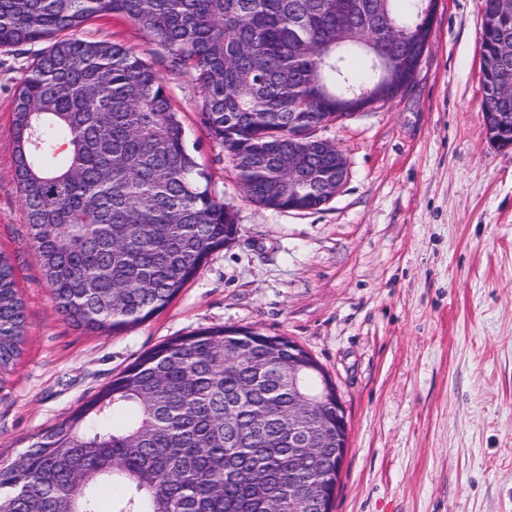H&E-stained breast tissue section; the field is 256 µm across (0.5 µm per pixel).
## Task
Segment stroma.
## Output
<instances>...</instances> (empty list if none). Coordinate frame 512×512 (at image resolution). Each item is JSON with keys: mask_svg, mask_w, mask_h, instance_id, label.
Returning a JSON list of instances; mask_svg holds the SVG:
<instances>
[{"mask_svg": "<svg viewBox=\"0 0 512 512\" xmlns=\"http://www.w3.org/2000/svg\"><path fill=\"white\" fill-rule=\"evenodd\" d=\"M481 20L482 0H439L411 89L317 130L349 175L312 211L248 199L192 77L133 23L88 24L153 64L238 224L164 309L111 335L56 310L13 178L14 91L42 46L0 49V254L26 311L0 371V465L147 351L239 327L295 342L335 384L348 450L332 512H512V146L486 133Z\"/></svg>", "mask_w": 512, "mask_h": 512, "instance_id": "35a3bbf8", "label": "stroma"}]
</instances>
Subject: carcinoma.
Returning <instances> with one entry per match:
<instances>
[{"label":"carcinoma","mask_w":512,"mask_h":512,"mask_svg":"<svg viewBox=\"0 0 512 512\" xmlns=\"http://www.w3.org/2000/svg\"><path fill=\"white\" fill-rule=\"evenodd\" d=\"M423 0H0V48L49 42L14 95L13 175L56 308L108 335L163 309L234 233L186 147L151 64L121 43L81 37L125 18L201 88V121L253 202L318 209L288 189L297 129L335 118L352 90L383 79L381 57L419 30ZM512 0H483L484 111L512 58ZM336 179V148L310 149ZM25 310L0 255V370L21 354ZM288 341L203 329L145 353L0 466V512H310L288 482H333L344 449L288 454Z\"/></svg>","instance_id":"1"}]
</instances>
